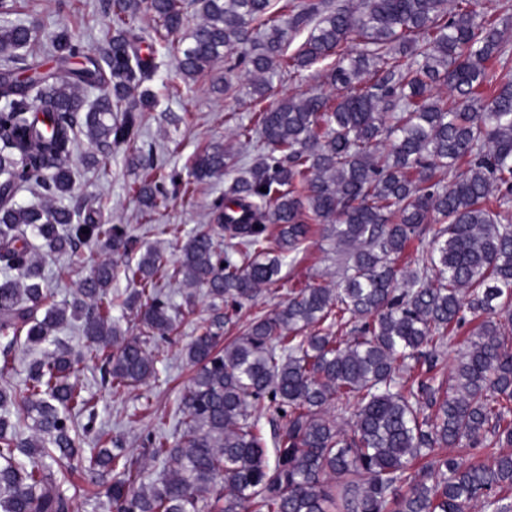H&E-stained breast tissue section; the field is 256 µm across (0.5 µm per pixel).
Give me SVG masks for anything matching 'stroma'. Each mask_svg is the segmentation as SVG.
<instances>
[{"label":"stroma","instance_id":"1","mask_svg":"<svg viewBox=\"0 0 512 512\" xmlns=\"http://www.w3.org/2000/svg\"><path fill=\"white\" fill-rule=\"evenodd\" d=\"M7 20L37 28L36 40L21 54L27 61L38 63L43 72L55 71L57 67L44 50L48 34L68 30L81 41L84 56L91 57L106 47L113 34L108 0H17L16 13H0V24ZM127 27L138 36L142 54L154 56L158 62L145 83L155 96V105L143 113V139L157 145L166 172L188 174L194 157L216 142L235 146L249 159L263 152L259 137L243 142L235 136L236 125L249 124L254 110L247 94L248 81L240 71H228L226 62L221 60L194 79L183 80L176 73L174 56L161 39L151 12L139 9L128 20ZM331 67V61L326 60L309 70L281 76L274 82L270 103L315 86L328 88ZM228 80L236 88L231 96L223 92ZM136 150L133 144L95 148L85 136H77L68 159L76 182L72 194L63 198L61 204L68 208L80 204L99 208L105 223L125 227L131 240L125 255L127 261H137L144 246L149 245L159 251L165 262L176 263L187 238L202 226L212 224V206L223 197L229 178L224 175L191 185L189 191L170 194L147 214L135 193L140 172L128 163ZM91 153L97 156V165H87L86 157ZM103 258L92 243L73 252L45 256V284L52 289L55 301L71 299L78 283ZM343 268L344 258L337 253L335 240L327 236L323 224L312 223L306 253L287 255L273 284L253 300L244 302L241 309H227L225 336L240 335L251 319L271 313L293 287L339 281ZM164 291L176 311L173 331L158 343L160 357L155 378L115 397L97 385L98 371L92 361L76 362L72 375L95 402L98 423L109 429L112 437L122 441L134 456L141 455V441L146 433L161 429L171 437L181 436V397L193 375L184 348L195 334L196 323L211 311V300L206 294H197L193 308L189 309L184 305L179 285H167Z\"/></svg>","mask_w":512,"mask_h":512}]
</instances>
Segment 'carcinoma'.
<instances>
[{
    "label": "carcinoma",
    "mask_w": 512,
    "mask_h": 512,
    "mask_svg": "<svg viewBox=\"0 0 512 512\" xmlns=\"http://www.w3.org/2000/svg\"><path fill=\"white\" fill-rule=\"evenodd\" d=\"M202 22L177 42L184 79L238 55L252 100L266 98L274 78L336 56L329 83L254 113L269 151L249 162L214 143L197 155L190 176L232 173L213 219L239 259L222 256L208 229L189 237L178 265L145 248L125 275L139 284L112 294V257L126 253L121 228L93 207L17 206L29 183L47 197L69 194L66 159L77 130L97 146H119L142 134L152 96L139 91L151 64L132 49L126 16L140 0H111L116 34L102 60L83 54L66 30L49 38L58 70L31 68L24 81L11 51L34 39L32 26H0V338L4 354L18 339L31 349L79 322L100 384L119 396L156 375L149 340L173 330L160 282L183 281L212 299L211 314L185 349L195 372L183 396L181 437L149 433L144 456L164 476L135 487L142 469L96 427L95 405L70 381L75 359L57 350L32 361L22 396L0 387V512H77V497L55 473L74 460L112 474L113 512H512V70L502 66L486 95L487 63L505 62L512 36L477 21L472 0H319L294 6L289 20L271 16L272 0H196ZM167 34L181 31L182 0H147ZM303 43L288 48L301 31ZM356 41L360 49L346 45ZM448 89L443 99L434 89ZM84 87L101 88L85 108ZM389 150H381L383 141ZM131 164L143 170L136 193L152 211L166 198L163 166L153 148ZM328 224L350 249L340 281L306 284L242 335L223 339V304L257 296L274 281L286 253L305 249L310 225ZM435 223L415 268H401L410 242ZM107 253L78 284L73 301L47 303L43 261L31 253H67L79 243ZM134 308L140 335L126 336L112 317ZM471 316L454 373L444 378V348ZM272 408L266 438L255 403ZM20 403L17 420L9 406ZM355 407L349 428L326 409ZM86 422H79V417ZM32 419L24 433L22 419ZM94 448L85 450L87 436ZM273 446L274 464L268 462Z\"/></svg>",
    "instance_id": "obj_1"
}]
</instances>
